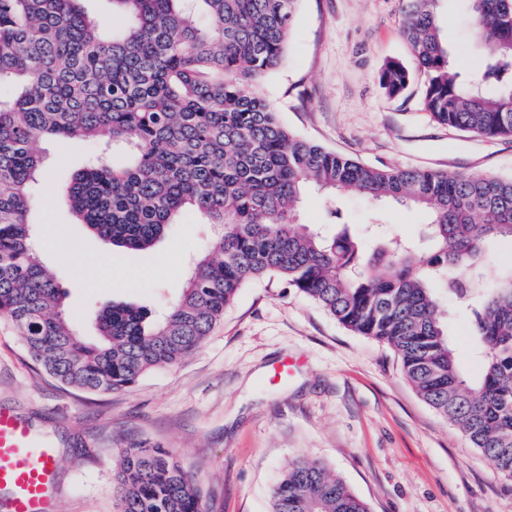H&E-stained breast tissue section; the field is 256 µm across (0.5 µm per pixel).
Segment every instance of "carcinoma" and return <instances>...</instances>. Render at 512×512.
<instances>
[{"instance_id":"1","label":"carcinoma","mask_w":512,"mask_h":512,"mask_svg":"<svg viewBox=\"0 0 512 512\" xmlns=\"http://www.w3.org/2000/svg\"><path fill=\"white\" fill-rule=\"evenodd\" d=\"M80 0H0V319L60 384L122 391L201 347L240 288L277 277L347 330L389 346L420 397L512 478V261L489 240H512V177L379 168L293 133L256 90L282 60L299 0H111L105 30ZM441 0H403V34L435 122L512 135V0H463L469 38L484 46L478 80L450 59ZM412 79L387 62L391 96ZM128 151L87 162L67 183L80 223L123 250L152 247L184 211L220 228L168 309L108 302L85 340L40 260L30 214L44 175L40 141L96 139ZM429 215L428 246L392 238L372 251L348 226L333 236L298 220L309 185ZM465 307L478 370L465 373L448 340L437 290ZM116 512H202L193 476L160 448H128L117 463ZM271 512H369L339 476L308 459L288 464Z\"/></svg>"}]
</instances>
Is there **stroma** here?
<instances>
[{"mask_svg":"<svg viewBox=\"0 0 512 512\" xmlns=\"http://www.w3.org/2000/svg\"><path fill=\"white\" fill-rule=\"evenodd\" d=\"M440 13L455 65L477 76L483 51L468 42L461 0H442ZM403 24L399 0H300L284 58L258 90L296 134L361 162L512 175V136L429 117ZM393 59L414 73L396 96L378 80ZM42 148L48 167L69 174L92 157L123 158L102 140ZM66 187L38 183L31 222L66 313L88 335L93 306L115 299L161 308L177 299L192 259L218 234L186 212L153 248L118 250L76 223ZM337 206L345 223L376 214L385 235L413 241L427 222L418 209L355 195ZM287 359L293 374L275 379ZM0 406L53 448L58 512H113V464L133 445L171 451L196 478L204 512H270L272 485L299 459L342 477L370 512H512V480L417 395L388 346L346 330L276 279L242 288L179 364L112 394L62 386L0 320Z\"/></svg>","mask_w":512,"mask_h":512,"instance_id":"1","label":"stroma"}]
</instances>
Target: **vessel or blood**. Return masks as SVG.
Instances as JSON below:
<instances>
[{
	"label": "vessel or blood",
	"instance_id": "vessel-or-blood-1",
	"mask_svg": "<svg viewBox=\"0 0 512 512\" xmlns=\"http://www.w3.org/2000/svg\"><path fill=\"white\" fill-rule=\"evenodd\" d=\"M10 512H54L55 470L52 448L33 435L29 425L0 407V491Z\"/></svg>",
	"mask_w": 512,
	"mask_h": 512
}]
</instances>
